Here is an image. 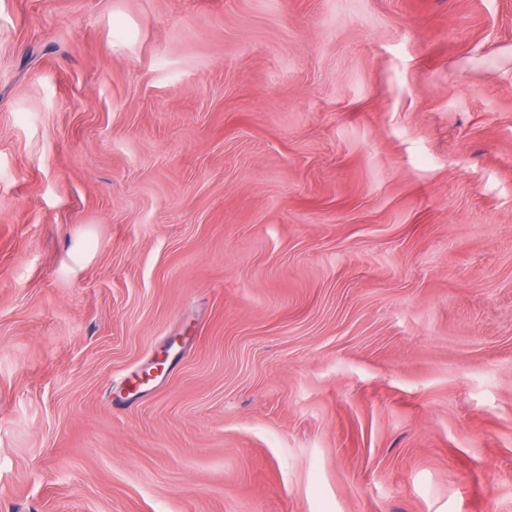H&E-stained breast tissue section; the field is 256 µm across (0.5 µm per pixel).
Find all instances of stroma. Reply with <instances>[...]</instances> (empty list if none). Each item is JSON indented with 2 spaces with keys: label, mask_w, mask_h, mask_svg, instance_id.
Instances as JSON below:
<instances>
[{
  "label": "stroma",
  "mask_w": 512,
  "mask_h": 512,
  "mask_svg": "<svg viewBox=\"0 0 512 512\" xmlns=\"http://www.w3.org/2000/svg\"><path fill=\"white\" fill-rule=\"evenodd\" d=\"M0 512H512V0H0Z\"/></svg>",
  "instance_id": "1"
}]
</instances>
